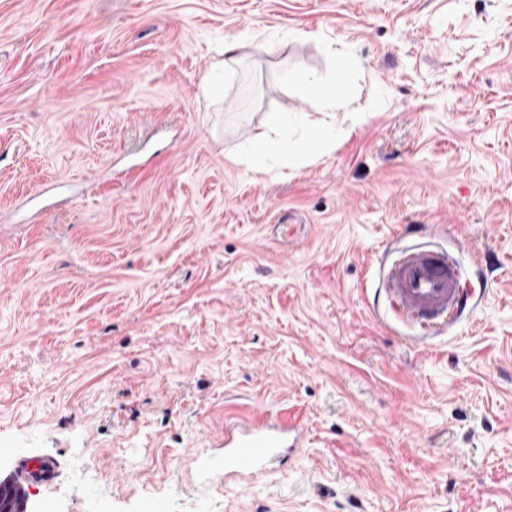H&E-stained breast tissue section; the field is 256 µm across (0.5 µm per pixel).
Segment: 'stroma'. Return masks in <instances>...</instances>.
Listing matches in <instances>:
<instances>
[{"instance_id":"obj_1","label":"stroma","mask_w":512,"mask_h":512,"mask_svg":"<svg viewBox=\"0 0 512 512\" xmlns=\"http://www.w3.org/2000/svg\"><path fill=\"white\" fill-rule=\"evenodd\" d=\"M342 67L333 150L236 162ZM419 230L477 293L432 339L374 299ZM262 411L296 457L202 473ZM23 456L60 464L28 512H512V0H0V481Z\"/></svg>"}]
</instances>
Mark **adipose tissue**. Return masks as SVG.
I'll use <instances>...</instances> for the list:
<instances>
[{"mask_svg":"<svg viewBox=\"0 0 512 512\" xmlns=\"http://www.w3.org/2000/svg\"><path fill=\"white\" fill-rule=\"evenodd\" d=\"M294 119L285 112L271 113L267 118L268 129L248 141L238 160L254 172L268 171L272 162L284 161L293 165L310 156L327 151L335 145L341 134L339 127L327 122L305 124L298 139L282 136L281 131L293 125Z\"/></svg>","mask_w":512,"mask_h":512,"instance_id":"1","label":"adipose tissue"}]
</instances>
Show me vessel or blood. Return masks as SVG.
Returning <instances> with one entry per match:
<instances>
[{"mask_svg": "<svg viewBox=\"0 0 512 512\" xmlns=\"http://www.w3.org/2000/svg\"><path fill=\"white\" fill-rule=\"evenodd\" d=\"M381 291L401 322L422 336H440L470 309L474 294L454 257L421 246L397 249L382 276ZM303 425L268 413L248 414L224 426L223 454L214 467L228 480L249 478L302 447ZM59 475L57 461L22 458L18 485L47 483Z\"/></svg>", "mask_w": 512, "mask_h": 512, "instance_id": "1", "label": "vessel or blood"}]
</instances>
